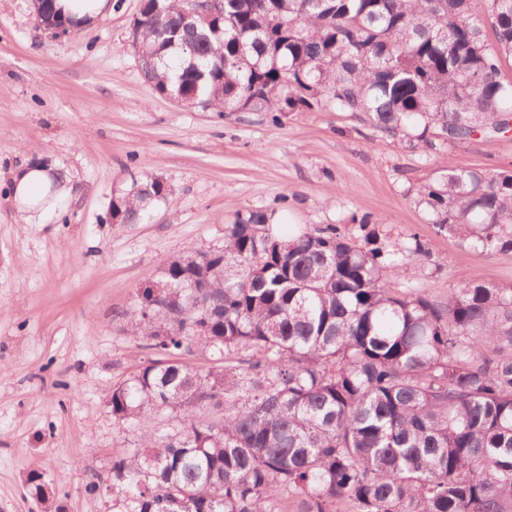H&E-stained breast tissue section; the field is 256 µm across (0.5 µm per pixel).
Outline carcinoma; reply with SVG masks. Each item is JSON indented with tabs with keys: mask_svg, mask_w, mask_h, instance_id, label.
<instances>
[{
	"mask_svg": "<svg viewBox=\"0 0 512 512\" xmlns=\"http://www.w3.org/2000/svg\"><path fill=\"white\" fill-rule=\"evenodd\" d=\"M207 2L191 18L186 0H141L130 27L145 82L185 106L361 112L428 158L512 130V0ZM33 14L81 27L56 0ZM166 194L140 182L112 215L137 224ZM411 194L438 231L512 251V170L445 161ZM275 214L238 213L212 260L174 259V287L141 290L131 335L149 358L112 389V416L168 411L179 429L146 434L88 490L120 512H282L284 494L294 512H512V287L472 280L439 306L386 286L419 239L391 249L371 215L357 237L283 238ZM153 296L170 335L142 314ZM191 343L258 358L216 384L182 361Z\"/></svg>",
	"mask_w": 512,
	"mask_h": 512,
	"instance_id": "obj_1",
	"label": "carcinoma"
}]
</instances>
